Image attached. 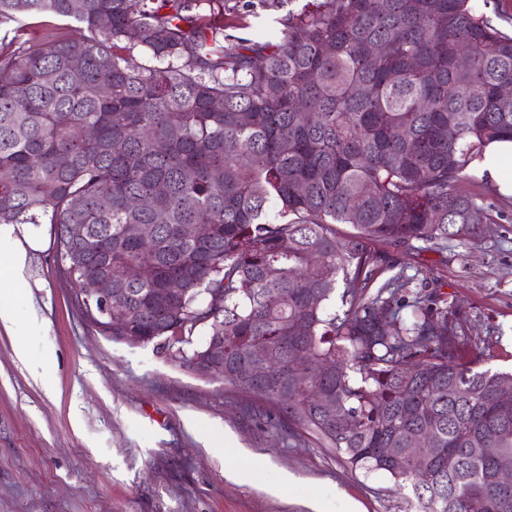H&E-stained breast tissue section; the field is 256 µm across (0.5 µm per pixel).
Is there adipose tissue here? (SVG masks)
I'll use <instances>...</instances> for the list:
<instances>
[{"label": "adipose tissue", "mask_w": 512, "mask_h": 512, "mask_svg": "<svg viewBox=\"0 0 512 512\" xmlns=\"http://www.w3.org/2000/svg\"><path fill=\"white\" fill-rule=\"evenodd\" d=\"M476 168L497 190L512 196V140H498L490 143L481 157L473 162ZM31 234L25 224H0V256L8 260L7 267L0 269V327L8 334L20 335L23 325H36V317L19 322L10 305L17 288L24 282Z\"/></svg>", "instance_id": "1"}]
</instances>
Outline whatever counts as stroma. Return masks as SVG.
Returning <instances> with one entry per match:
<instances>
[{
	"label": "stroma",
	"mask_w": 512,
	"mask_h": 512,
	"mask_svg": "<svg viewBox=\"0 0 512 512\" xmlns=\"http://www.w3.org/2000/svg\"><path fill=\"white\" fill-rule=\"evenodd\" d=\"M498 238L399 257L416 282L461 304L492 339L493 368L512 370V196L480 175ZM14 306L38 326L0 329V512H406L407 490L351 472L316 435L267 422L271 405L179 367L154 345L112 340L81 312L52 225L33 229Z\"/></svg>",
	"instance_id": "obj_1"
}]
</instances>
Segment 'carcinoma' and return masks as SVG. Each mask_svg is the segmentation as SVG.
<instances>
[{
  "instance_id": "carcinoma-1",
  "label": "carcinoma",
  "mask_w": 512,
  "mask_h": 512,
  "mask_svg": "<svg viewBox=\"0 0 512 512\" xmlns=\"http://www.w3.org/2000/svg\"><path fill=\"white\" fill-rule=\"evenodd\" d=\"M229 2L0 0V27L83 29L0 53V224H51L66 274L112 277V339L190 369L224 337L225 383L350 470L410 486L411 512H512L495 479L512 467L497 393L512 373L484 367L463 307L411 288L393 256L497 234L459 185L512 139V34L473 0H305L272 39L230 45L212 17ZM267 348V376H242Z\"/></svg>"
}]
</instances>
